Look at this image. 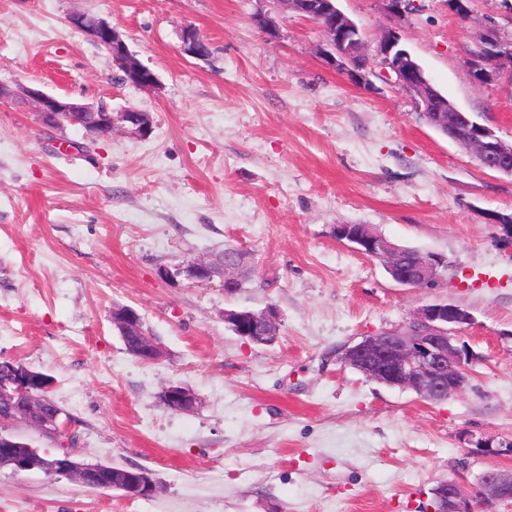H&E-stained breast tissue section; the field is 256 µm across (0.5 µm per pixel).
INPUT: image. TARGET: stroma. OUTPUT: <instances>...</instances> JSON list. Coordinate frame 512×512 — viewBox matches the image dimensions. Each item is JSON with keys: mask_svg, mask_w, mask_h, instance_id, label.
Segmentation results:
<instances>
[{"mask_svg": "<svg viewBox=\"0 0 512 512\" xmlns=\"http://www.w3.org/2000/svg\"><path fill=\"white\" fill-rule=\"evenodd\" d=\"M368 43L398 29L432 84L512 141V83L476 85L473 31H512L501 0H473L463 22L448 0H339ZM259 0H0V83L149 113L152 131L97 140L43 128L19 99L0 104V361L47 375L65 418L45 434L5 431L54 455L144 466L154 497L130 500L39 471L0 468V512H419L432 488L464 489L512 457L477 448L512 438V178L483 169L430 126L390 82L351 85L316 52L312 23L282 14L276 35ZM108 21L157 76L123 82L111 55L72 27ZM211 45L190 57L182 34ZM368 224L392 242L444 258L431 288H402L376 259L338 241ZM234 248L248 278L229 297L200 285L187 260ZM448 302L474 321L479 360L448 400L365 378L342 350ZM274 305L280 333L256 345L225 310ZM131 307L162 347L129 355L112 311ZM182 383L201 404L158 399ZM160 403L168 410L176 413L194 411L199 403L198 394L185 385H167L159 394Z\"/></svg>", "mask_w": 512, "mask_h": 512, "instance_id": "stroma-1", "label": "stroma"}]
</instances>
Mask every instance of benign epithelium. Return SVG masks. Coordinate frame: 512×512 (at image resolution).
<instances>
[{
	"mask_svg": "<svg viewBox=\"0 0 512 512\" xmlns=\"http://www.w3.org/2000/svg\"><path fill=\"white\" fill-rule=\"evenodd\" d=\"M271 7L253 15L255 25L273 36L277 32L276 16L294 13L314 23L323 33L325 43L318 48L321 59L355 85L370 83L369 76L389 80L414 96L420 111H434L430 85L412 55L400 47L401 35L387 30L380 36L374 49H369L358 24L337 6L338 0H267ZM69 22L87 33L112 56L122 72L124 81L150 88L157 77L129 51L120 32L110 23L73 14ZM184 50L196 59L209 55L208 43L192 28L183 34ZM472 44L482 52H469L468 69L478 85L491 84L500 79L504 70L512 73V40L496 28H488L472 37ZM31 102L41 123L49 129H61L74 116L83 119L93 140L107 137L121 124L139 137L151 132L148 114L136 110L112 112L105 106L94 107L68 97L47 94L41 90L23 87L16 92L0 85V103L17 94ZM448 116H435V125L443 128V135L470 152L479 164L496 173L512 177V143L499 139L488 127L474 122L469 113L450 104ZM335 235L345 240L360 253L380 260L391 279L406 288H430L438 280L441 260L431 255L409 256L399 245L387 240L367 224H338ZM244 261L241 252L226 249L220 254L193 258L185 267L187 276L198 284L216 277L224 283V294L233 295L243 287ZM279 313L269 305L260 311L249 309L224 310V324L236 335L254 344L275 341L279 334ZM472 322L471 314L453 303H431L422 306L417 315L404 327L368 335L347 347L342 356L344 365L379 383L399 387L415 393L430 402H442L458 393L465 385L470 366L478 360L477 354L461 336V331ZM112 323L124 343H133L132 350L143 360L155 362L163 357L158 343L143 327L140 314L130 307L112 310ZM0 368L9 379L0 382V403L20 406L31 412L28 422L36 429L55 434L60 430L61 410L48 413L35 409L40 392L48 390L49 379L31 370L18 367L10 361L0 362ZM160 403L176 413L194 411L198 394L185 385H167L159 394ZM24 444L0 434V458L11 461L16 471L39 469L46 473L61 471L86 487H95L97 464H73L69 457L42 458L35 451L23 452ZM477 447L495 456H512V439L482 440ZM159 483L152 473L140 467H120L112 470L104 489L117 491L125 498L153 496ZM512 501V470L485 471L474 492H467L457 481H440L432 492V500L424 512H496V507Z\"/></svg>",
	"mask_w": 512,
	"mask_h": 512,
	"instance_id": "obj_1",
	"label": "benign epithelium"
}]
</instances>
